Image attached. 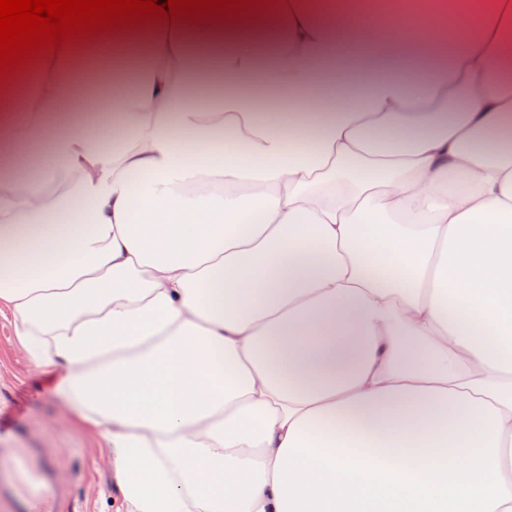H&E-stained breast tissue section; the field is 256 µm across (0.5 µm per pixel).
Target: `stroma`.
<instances>
[{
	"mask_svg": "<svg viewBox=\"0 0 512 512\" xmlns=\"http://www.w3.org/2000/svg\"><path fill=\"white\" fill-rule=\"evenodd\" d=\"M61 378L29 358L11 316L0 315V446L49 451L72 493L69 512H116L112 467L96 436L57 399Z\"/></svg>",
	"mask_w": 512,
	"mask_h": 512,
	"instance_id": "35a3bbf8",
	"label": "stroma"
}]
</instances>
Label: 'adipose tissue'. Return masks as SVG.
<instances>
[{"label": "adipose tissue", "mask_w": 512, "mask_h": 512, "mask_svg": "<svg viewBox=\"0 0 512 512\" xmlns=\"http://www.w3.org/2000/svg\"><path fill=\"white\" fill-rule=\"evenodd\" d=\"M0 94V309L119 512H512V0H287Z\"/></svg>", "instance_id": "ef3b65f1"}]
</instances>
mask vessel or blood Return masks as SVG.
<instances>
[{"label": "vessel or blood", "instance_id": "1", "mask_svg": "<svg viewBox=\"0 0 512 512\" xmlns=\"http://www.w3.org/2000/svg\"><path fill=\"white\" fill-rule=\"evenodd\" d=\"M53 457L38 448H0V512H68Z\"/></svg>", "mask_w": 512, "mask_h": 512}]
</instances>
